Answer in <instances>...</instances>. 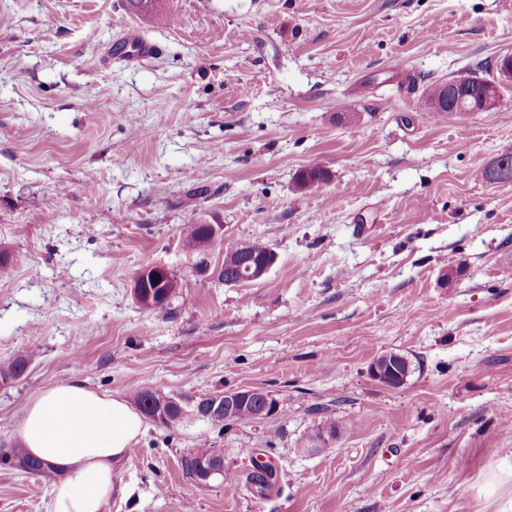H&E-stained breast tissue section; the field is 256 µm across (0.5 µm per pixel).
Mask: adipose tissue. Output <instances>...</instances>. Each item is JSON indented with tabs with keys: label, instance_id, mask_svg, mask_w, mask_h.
<instances>
[{
	"label": "adipose tissue",
	"instance_id": "1",
	"mask_svg": "<svg viewBox=\"0 0 512 512\" xmlns=\"http://www.w3.org/2000/svg\"><path fill=\"white\" fill-rule=\"evenodd\" d=\"M146 430L144 417L122 397L72 381L27 402L18 437L57 476L48 512H102L113 471Z\"/></svg>",
	"mask_w": 512,
	"mask_h": 512
}]
</instances>
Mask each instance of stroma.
<instances>
[{"mask_svg": "<svg viewBox=\"0 0 512 512\" xmlns=\"http://www.w3.org/2000/svg\"><path fill=\"white\" fill-rule=\"evenodd\" d=\"M158 45L130 62L125 28ZM512 0H0V447L25 404L258 388L247 425L149 423L103 512H504L512 505ZM494 81L489 112H430L423 87ZM326 178L301 189L297 176ZM223 231L207 267L189 224ZM277 259L224 284L232 247ZM179 288L143 307L136 275ZM395 352L412 372L370 374ZM328 418L320 454L301 444ZM274 441L281 493L227 488ZM224 478L182 465L201 442ZM51 481L0 468V512ZM270 247L262 242H252L246 244V253L249 257H254L256 260L264 259ZM275 261V253L270 250V253L263 261L246 260L239 268L230 273L229 278L224 277V283L228 285H236L243 282L258 280L267 273L269 268Z\"/></svg>", "mask_w": 512, "mask_h": 512, "instance_id": "35a3bbf8", "label": "stroma"}]
</instances>
